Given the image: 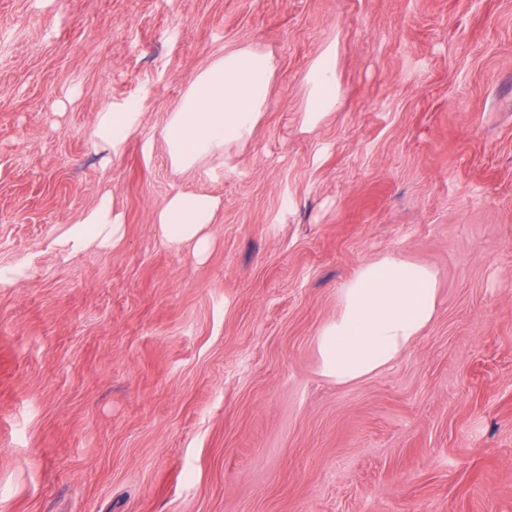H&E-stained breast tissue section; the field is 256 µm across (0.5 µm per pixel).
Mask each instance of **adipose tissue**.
<instances>
[{
    "label": "adipose tissue",
    "mask_w": 512,
    "mask_h": 512,
    "mask_svg": "<svg viewBox=\"0 0 512 512\" xmlns=\"http://www.w3.org/2000/svg\"><path fill=\"white\" fill-rule=\"evenodd\" d=\"M274 71L270 53L237 47L197 72L162 132L171 167L186 172L210 162L228 164L227 148L250 141L268 106ZM306 83V122L314 126L340 99L334 48L319 54ZM140 119L136 103L99 112L93 127L96 143L119 150ZM219 206L214 196L177 191L155 213L154 223L168 244L200 253L208 245L206 229ZM124 234L123 217L105 196L59 244L71 251L92 243L116 245ZM437 302L436 277L426 267L393 255L361 265L339 292L335 318L316 338L322 375L349 384L382 372L431 324Z\"/></svg>",
    "instance_id": "ef3b65f1"
}]
</instances>
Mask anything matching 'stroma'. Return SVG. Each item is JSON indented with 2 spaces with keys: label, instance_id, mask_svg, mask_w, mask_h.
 <instances>
[{
  "label": "stroma",
  "instance_id": "stroma-1",
  "mask_svg": "<svg viewBox=\"0 0 512 512\" xmlns=\"http://www.w3.org/2000/svg\"><path fill=\"white\" fill-rule=\"evenodd\" d=\"M242 46L274 58L263 119L174 173L170 113ZM180 189L221 202L204 256L153 222ZM107 191L123 242L56 248ZM387 254L436 273L437 315L336 384L317 332ZM4 268L0 512H512V0H0ZM309 89L306 122L315 126L321 118L336 109L340 99V87L336 79V50L325 48L313 62L306 74ZM138 103H127L120 109L112 106L99 112L93 127L96 143L116 153L136 132L142 112Z\"/></svg>",
  "mask_w": 512,
  "mask_h": 512
}]
</instances>
